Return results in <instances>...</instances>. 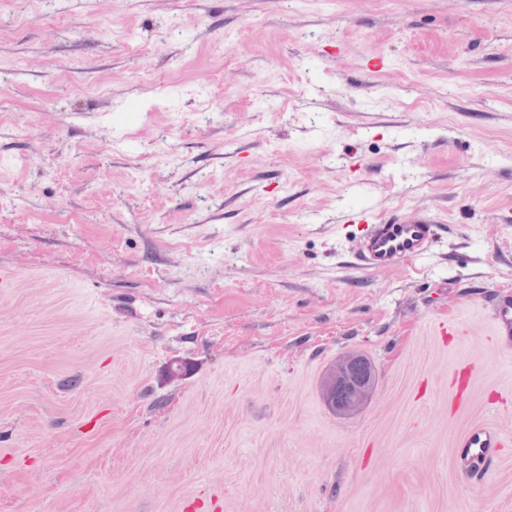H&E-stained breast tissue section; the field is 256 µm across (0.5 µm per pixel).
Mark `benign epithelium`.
Listing matches in <instances>:
<instances>
[{"instance_id":"1","label":"benign epithelium","mask_w":512,"mask_h":512,"mask_svg":"<svg viewBox=\"0 0 512 512\" xmlns=\"http://www.w3.org/2000/svg\"><path fill=\"white\" fill-rule=\"evenodd\" d=\"M373 390V373L364 359L355 354L340 358L322 383L324 399L340 414L349 413L364 404Z\"/></svg>"}]
</instances>
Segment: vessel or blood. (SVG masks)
<instances>
[{
  "label": "vessel or blood",
  "mask_w": 512,
  "mask_h": 512,
  "mask_svg": "<svg viewBox=\"0 0 512 512\" xmlns=\"http://www.w3.org/2000/svg\"><path fill=\"white\" fill-rule=\"evenodd\" d=\"M351 223L357 224L354 260L357 265L374 271H385L403 263L428 259L437 243L438 221L426 213L393 214L384 218L370 212L351 214ZM492 332L503 340L512 339V296L498 295L492 306ZM505 436L496 429L479 426L463 438L462 446L475 474H483L489 467L491 451L500 447Z\"/></svg>",
  "instance_id": "1"
}]
</instances>
